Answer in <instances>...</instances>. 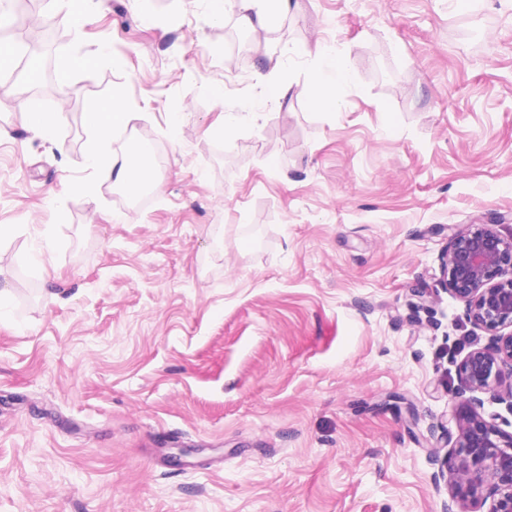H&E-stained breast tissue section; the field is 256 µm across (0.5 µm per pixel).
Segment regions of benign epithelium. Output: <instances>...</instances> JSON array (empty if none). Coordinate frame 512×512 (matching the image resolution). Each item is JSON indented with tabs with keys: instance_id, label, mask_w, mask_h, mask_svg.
Returning <instances> with one entry per match:
<instances>
[{
	"instance_id": "1",
	"label": "benign epithelium",
	"mask_w": 512,
	"mask_h": 512,
	"mask_svg": "<svg viewBox=\"0 0 512 512\" xmlns=\"http://www.w3.org/2000/svg\"><path fill=\"white\" fill-rule=\"evenodd\" d=\"M440 273L470 321L491 333L489 344L459 367L465 385L454 408L459 434L451 453L436 458L435 483L452 484L442 512H469L478 499L491 500L490 512H512V433L481 413L485 395L512 410V236L489 224L451 230Z\"/></svg>"
}]
</instances>
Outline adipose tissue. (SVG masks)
<instances>
[{"instance_id":"adipose-tissue-1","label":"adipose tissue","mask_w":512,"mask_h":512,"mask_svg":"<svg viewBox=\"0 0 512 512\" xmlns=\"http://www.w3.org/2000/svg\"><path fill=\"white\" fill-rule=\"evenodd\" d=\"M288 0H237L238 20L256 36H264L282 14ZM303 56L316 62L314 82L305 90L309 102L319 110H330L337 105V91L348 86L353 74L347 55L316 41L302 48ZM130 120L121 103L120 92H113L111 100L102 107L84 112L82 121L93 133L85 151L86 164L100 179L116 180L125 193H135L154 187L153 167L146 157L126 153L123 165H115L110 145L115 130L126 127Z\"/></svg>"}]
</instances>
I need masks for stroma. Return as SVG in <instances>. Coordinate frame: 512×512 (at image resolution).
<instances>
[{"instance_id": "obj_1", "label": "stroma", "mask_w": 512, "mask_h": 512, "mask_svg": "<svg viewBox=\"0 0 512 512\" xmlns=\"http://www.w3.org/2000/svg\"><path fill=\"white\" fill-rule=\"evenodd\" d=\"M152 5L78 27L44 0L48 91L0 93V512H441L433 454L491 336L440 258L449 229L512 234V0H291L264 45L235 0ZM317 39L349 55L336 109L266 102ZM117 89L114 157L162 155L136 209L84 166ZM30 106L63 113L52 139Z\"/></svg>"}]
</instances>
